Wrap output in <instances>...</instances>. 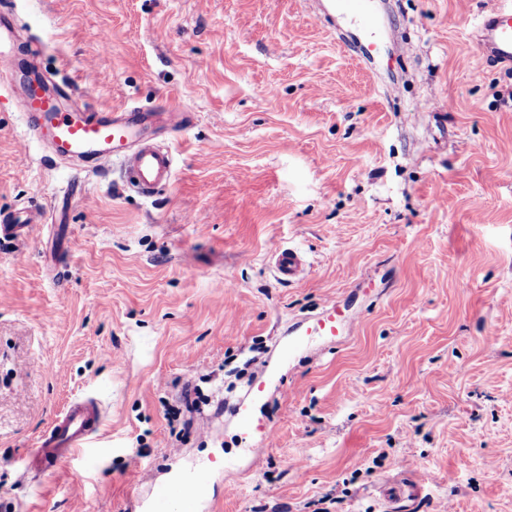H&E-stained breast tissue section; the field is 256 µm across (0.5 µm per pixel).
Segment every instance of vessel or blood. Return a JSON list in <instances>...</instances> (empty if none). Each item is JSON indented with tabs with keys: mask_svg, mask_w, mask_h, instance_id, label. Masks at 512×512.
Returning <instances> with one entry per match:
<instances>
[{
	"mask_svg": "<svg viewBox=\"0 0 512 512\" xmlns=\"http://www.w3.org/2000/svg\"><path fill=\"white\" fill-rule=\"evenodd\" d=\"M477 38L488 58L512 68V6L500 5L485 13L477 26ZM14 40L12 26L1 25L0 74L14 68ZM93 95V85H86L81 102L65 110L59 95L45 94L39 84H31L21 112L27 134L45 146L49 156L80 160L92 172L120 164L144 195H153L168 185L174 176V156L153 143L147 131L162 121L177 126L179 113L136 108L97 113L86 104ZM39 214V209L32 208L25 216L0 219V235L27 238L41 234ZM271 260L278 278L285 282L295 281L305 266L302 251L291 245L275 247ZM355 323V318L345 316L331 301L320 317L307 324L305 333L332 339ZM104 423L105 412L99 404L85 398L73 400L38 437L34 463L50 473L70 458L93 459L91 445ZM215 478L213 470L197 469L182 480L155 485L149 494V512H196L201 494Z\"/></svg>",
	"mask_w": 512,
	"mask_h": 512,
	"instance_id": "b4317fda",
	"label": "vessel or blood"
}]
</instances>
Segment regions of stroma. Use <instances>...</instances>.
<instances>
[{"label":"stroma","mask_w":512,"mask_h":512,"mask_svg":"<svg viewBox=\"0 0 512 512\" xmlns=\"http://www.w3.org/2000/svg\"><path fill=\"white\" fill-rule=\"evenodd\" d=\"M11 0L38 70L91 110L175 107L173 181H71L0 94V512H148L219 467L200 512H512V69L473 38L496 0ZM294 245L303 279L277 280ZM358 322L281 356L330 300ZM268 363L262 397L249 358ZM207 404L187 411L185 385ZM98 460L29 468L74 396ZM275 440L247 452L231 405ZM82 472L80 493L71 475ZM40 211V209L29 208L23 218L14 215L4 217L0 225V235L21 238H28L33 235L40 236L43 230V223L39 219ZM271 260L277 277L285 282H294L305 266L302 251L291 245L275 247Z\"/></svg>","instance_id":"stroma-1"}]
</instances>
